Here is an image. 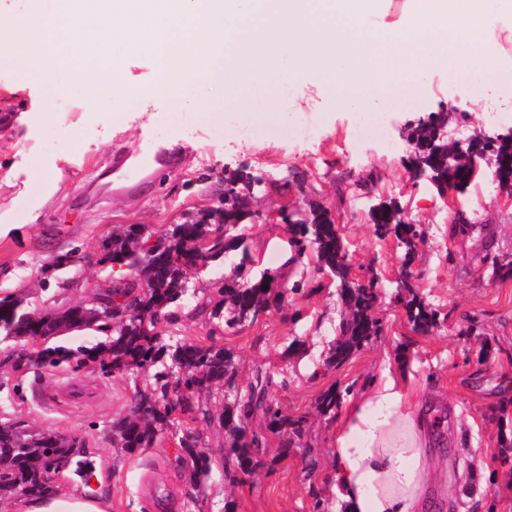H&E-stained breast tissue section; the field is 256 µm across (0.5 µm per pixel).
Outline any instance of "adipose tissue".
<instances>
[{
	"label": "adipose tissue",
	"instance_id": "adipose-tissue-1",
	"mask_svg": "<svg viewBox=\"0 0 512 512\" xmlns=\"http://www.w3.org/2000/svg\"><path fill=\"white\" fill-rule=\"evenodd\" d=\"M409 374L353 398L336 430V512H417L429 476L427 438ZM16 512H107L98 496L21 497Z\"/></svg>",
	"mask_w": 512,
	"mask_h": 512
}]
</instances>
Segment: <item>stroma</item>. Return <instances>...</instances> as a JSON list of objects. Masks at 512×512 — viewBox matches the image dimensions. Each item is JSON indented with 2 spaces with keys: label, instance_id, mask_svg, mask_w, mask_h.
<instances>
[{
  "label": "stroma",
  "instance_id": "stroma-1",
  "mask_svg": "<svg viewBox=\"0 0 512 512\" xmlns=\"http://www.w3.org/2000/svg\"><path fill=\"white\" fill-rule=\"evenodd\" d=\"M17 80L15 70L0 67V214L12 220L0 235V299L18 296L40 312L56 301L82 302L113 275L111 265L99 260L102 238L127 224L158 233L220 207L225 176L240 168L265 179L257 193L260 211L294 202L305 209L328 207L339 223L352 279L372 278L379 287V335L345 363L331 365L328 344L339 333L341 316L336 287L315 264L290 263L287 225L256 221L240 227L257 270L285 291L280 308L240 328L219 330L204 305L216 297L236 256L191 275L195 295L163 322L166 335L231 350L241 386L254 382L257 372L270 373L269 398L283 414L306 419L297 448L283 457L278 436L267 434L263 417L254 418L249 431L266 434L268 445L257 454L254 470L233 485L224 480L228 437L215 423L196 425L212 463L199 485L176 462L170 436L131 454L113 447L108 426L129 413L134 379L82 364V349L97 343V336L53 338L70 355L50 366L0 368V423L20 420L86 444L81 460L56 475V485L105 494L108 512H224L228 498L237 512H315L319 503L336 512L334 438L344 410L372 382L403 368L412 374V392L428 417L442 421L431 436L439 462L427 512H512V466L502 462L512 444V274L501 270L512 263V198L499 196L487 173L465 193L441 197L427 179L412 180L406 139L419 118L451 106L456 117L448 132L454 138L489 129L486 101L455 95L446 73L425 72L418 108L386 112L397 143L391 150L354 140L356 114L333 106L319 79L275 87L278 111H300L293 122L255 123L233 109L197 123L192 133L173 121L152 122L153 113L167 109L159 95L128 100V127L117 132L112 108L86 90L72 86L52 93L33 84L17 93ZM64 128L82 145L66 166L59 163ZM148 134L176 151L180 166L113 192L114 150L139 154ZM58 165L61 180L45 189L42 174ZM10 170L14 178L4 181ZM357 180L366 181V188L351 189ZM389 198L426 232L415 252L394 235L378 236L369 220L372 206ZM459 211L471 220L462 232L454 228ZM74 251L82 261L62 270L67 287L45 283L44 264ZM404 272L418 300L439 316L432 332H417L396 297ZM295 340L303 343L302 352L291 349ZM67 381L84 388L85 400L45 402ZM329 393L339 394L340 403L325 415L318 402Z\"/></svg>",
  "mask_w": 512,
  "mask_h": 512
}]
</instances>
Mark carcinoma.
Returning <instances> with one entry per match:
<instances>
[{
    "label": "carcinoma",
    "mask_w": 512,
    "mask_h": 512,
    "mask_svg": "<svg viewBox=\"0 0 512 512\" xmlns=\"http://www.w3.org/2000/svg\"><path fill=\"white\" fill-rule=\"evenodd\" d=\"M450 113L432 112L408 130L412 144L411 169H423L440 190L465 192L473 180V168L451 162L453 146L443 139L441 128L448 124ZM470 151L481 158L493 157L492 173L502 183H512V140L470 144ZM256 180L253 174L239 170L224 178V243L211 248L207 264L217 263L230 253L239 261L229 282L218 291L210 315L225 329H233L256 320L258 313L281 305L284 294L270 287L266 275H256L254 260L244 246L237 227L252 218L253 212L237 206L236 192ZM399 206L389 199L370 213V221L379 234L392 232L413 252L424 241L425 232L414 224L397 218ZM174 224L157 236L149 249L145 244L154 233L143 224H128L101 243L100 262L126 266L129 278L112 284L109 294H96L88 303L75 304L51 314H39L24 307L23 300H0V337L28 342L40 335L48 340L69 330L109 329L112 335L83 351L84 360L96 362L110 374L150 372L143 387H135V403L130 414L112 420V437L120 447L132 453L150 448L165 434L175 441L176 457L191 465V477L198 482L211 470L210 457L202 450L201 437L190 424L212 422L207 406L200 403L203 392L216 386L224 388V410L219 426L229 436L224 448V478L236 482L252 470L255 454L265 444V436L247 433L248 421L260 414L268 420L269 432L282 436L281 454L286 456L305 432L306 417L288 418L268 398L267 382L262 374L241 393L234 354L222 346L201 345L171 340L162 336V319L191 295L187 271L197 266L201 257L198 243L203 235L216 230L204 220ZM292 234L291 247L297 261L308 254L315 257L319 269L336 278V293L347 310L339 323V334L331 342L328 361L342 364L381 331L373 317L378 300L377 282L362 284L350 277L348 255L338 225L329 212L314 206L308 218L291 212L287 217ZM136 304V314L125 315L123 300ZM112 316L113 324L105 321ZM410 321L420 333L430 332L438 315L414 301L408 307ZM60 350L43 347L22 351L13 357L14 364L30 362L53 364ZM85 448L76 436L61 437L25 427L19 422L0 425V503L18 495H35L52 487L53 477Z\"/></svg>",
    "instance_id": "obj_1"
}]
</instances>
